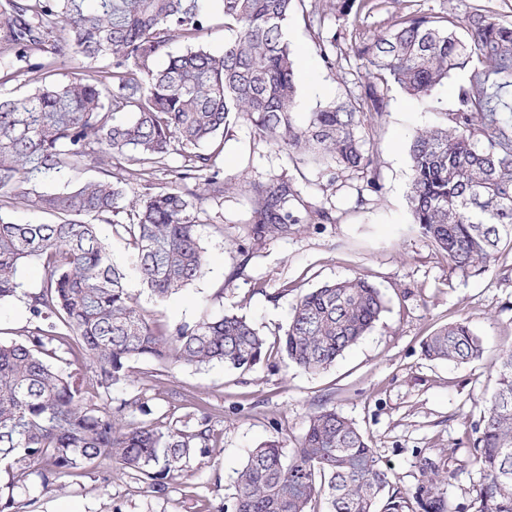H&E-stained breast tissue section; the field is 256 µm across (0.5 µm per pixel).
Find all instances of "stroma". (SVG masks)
Segmentation results:
<instances>
[{
  "label": "stroma",
  "instance_id": "1",
  "mask_svg": "<svg viewBox=\"0 0 512 512\" xmlns=\"http://www.w3.org/2000/svg\"><path fill=\"white\" fill-rule=\"evenodd\" d=\"M480 6L512 19V0H387L365 18L364 28L376 34L409 8L463 17ZM284 30L296 63L295 120L302 125L319 106L358 92L362 70L350 50L349 31L333 16L318 22L298 10ZM322 32L340 35L341 53L332 68L320 56ZM387 99L382 117L367 119L362 127L382 186L377 193L357 172L343 171L328 181L319 166L290 159L260 139L247 120H232L216 160L224 172V193L207 196L196 209L207 251L203 276L163 301L136 278L127 282L139 307L159 324L192 325L235 312L272 342L286 330L297 295L362 276L380 288L386 304L370 332L318 373L293 368L280 353L245 372L220 364L164 369L136 363L134 389H114L113 400L139 395L148 402L152 421L163 426L206 421L208 447L196 450L187 471L161 494L144 492L108 457L92 473L67 477L65 488L54 494L43 493L38 476L29 475L18 496L19 512L65 507L70 512H218L233 497L248 451L274 439L293 451L309 415L322 406L359 427L401 490H414L422 480L420 460L427 457L439 472H453L448 495L461 512H472L484 481L473 463V427L494 388L493 366L502 349L512 346V248L502 247L489 272L465 275L449 269L412 224L407 202L412 137L438 116L398 86H391ZM280 175L301 191L297 232L262 241L246 238L251 199L245 182ZM319 208L328 211V222L312 220ZM19 281L22 296L0 302V328L17 340L29 326L27 297L44 285L41 266L24 265ZM457 320L468 321L482 336V357L462 364L425 359L423 339Z\"/></svg>",
  "mask_w": 512,
  "mask_h": 512
}]
</instances>
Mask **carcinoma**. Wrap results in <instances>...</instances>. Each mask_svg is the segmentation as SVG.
<instances>
[{"instance_id": "carcinoma-1", "label": "carcinoma", "mask_w": 512, "mask_h": 512, "mask_svg": "<svg viewBox=\"0 0 512 512\" xmlns=\"http://www.w3.org/2000/svg\"><path fill=\"white\" fill-rule=\"evenodd\" d=\"M369 0H221L224 27L235 37L224 51L201 45L172 55L174 36L196 41L207 29L206 0H6L0 48L42 70L55 59L80 69L23 98L0 92V208L23 200L53 217L16 224L0 215V302L15 298L21 264L40 262L44 286L28 295L25 340H0V512L16 504L20 479L35 473L42 490L112 458L152 493H162L184 470L209 429L158 427L140 398L112 408V389L135 382L134 363L164 368L220 362L249 370L270 344L245 316L223 314L196 324L163 327L148 319L126 283L135 275L158 300L199 278L206 251L197 232L196 202L224 192L213 146L234 116H246L270 144L329 173L360 170L379 190L374 161L361 133L379 118L394 84L431 100L438 124L410 145L411 222L445 255L453 270L482 274L502 244H512V22L484 8L460 23L450 14L402 13L352 50L365 82L347 97L295 122L297 88L284 33L290 14L329 10L357 27ZM338 36L321 39L320 55L336 64ZM165 67L156 68L158 58ZM466 73L455 104L444 109L433 93ZM193 147L170 185L134 206L122 224L132 267L112 262L95 219L120 212L126 186L161 163L175 146ZM124 159L122 173L70 186L71 174L92 158ZM245 235L285 237L301 218L297 186L285 176L249 184ZM384 310L379 288L360 277L326 283L299 296L275 344L293 367L317 373L365 336ZM77 347L93 369L106 403L86 404L73 376L50 362ZM430 361L470 362L483 343L465 320L448 323L422 341ZM476 464L485 473L475 512H512V348L494 368V391L475 426ZM426 480L412 492L393 488L368 439L334 408L308 419L293 452L278 440L249 450L237 472L232 502L217 512H459L440 487L435 464L421 460Z\"/></svg>"}]
</instances>
